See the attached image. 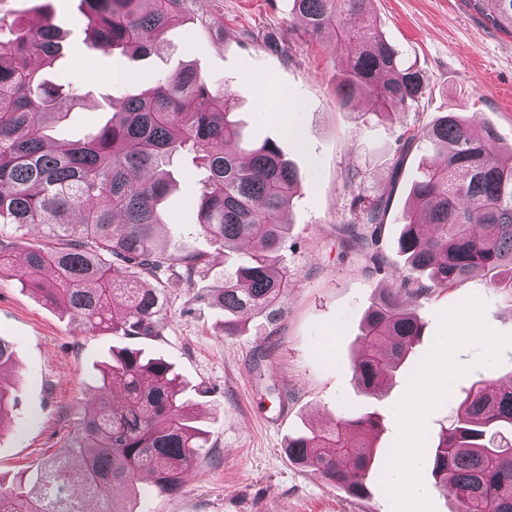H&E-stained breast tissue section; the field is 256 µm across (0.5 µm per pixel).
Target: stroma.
Masks as SVG:
<instances>
[{
    "mask_svg": "<svg viewBox=\"0 0 512 512\" xmlns=\"http://www.w3.org/2000/svg\"><path fill=\"white\" fill-rule=\"evenodd\" d=\"M224 23L206 27L213 4L194 0L166 31L162 52L131 59L89 50L80 0H0V16L37 20L49 15L64 35L61 55L42 66L48 83L71 84L82 95L54 141L97 131L124 100L154 78L183 67L205 74L237 100L243 141L272 139L298 172L286 209L290 226L281 263L288 290L276 318L252 316L236 336L224 333V311L208 297L224 250L197 225L200 171L190 157L169 165L162 245L202 251L211 276L166 283V308L153 334L120 339L88 330L79 319L46 305L11 272H0V339L14 350L17 404L0 429V485L33 477L66 448L85 411L98 368L126 346L163 358L193 386L194 413L208 444L185 471L173 496L121 492L133 512H393L383 485L370 480L354 498L315 470L288 459L289 437L317 431L363 413L379 416L371 437L375 459L386 462L397 434L393 407L409 375L431 347L438 312L470 296L487 304L486 321L512 334V292L475 273L457 287L431 289L410 300L425 327L389 388L370 396L353 383L351 364L361 350L363 317L381 289L395 287L407 268L397 248L409 190L431 156L413 145L394 173L399 136L455 108L487 120L497 145H512V33L493 25L469 0H373L372 13L404 65L426 77L425 95L407 111L375 114L371 98L358 109L336 103L343 75L330 36L313 37L293 13L292 0H223ZM390 205L375 270L363 251L343 246L340 227L365 221L362 199ZM512 376V349L501 363L474 369L452 387L429 419L424 485L435 512H454L452 491L434 486L431 473L440 434L454 420L464 389L480 379Z\"/></svg>",
    "mask_w": 512,
    "mask_h": 512,
    "instance_id": "obj_1",
    "label": "stroma"
}]
</instances>
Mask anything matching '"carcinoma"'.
Segmentation results:
<instances>
[{
    "label": "carcinoma",
    "instance_id": "obj_1",
    "mask_svg": "<svg viewBox=\"0 0 512 512\" xmlns=\"http://www.w3.org/2000/svg\"><path fill=\"white\" fill-rule=\"evenodd\" d=\"M88 46L131 58L164 45L163 35L194 0H83ZM371 0H293L312 36L334 34L346 76L336 102L357 107L368 95L378 113L405 112L428 84L421 70L400 63L398 52L369 18ZM502 28H512V0H474ZM0 40V223L18 236L31 231L46 243L22 253L18 281L46 304L79 318L87 328L120 336H150L170 279L192 283L208 267L200 252L171 253L158 242L159 205L170 190L167 166L179 154L203 170L198 225L224 247V276L211 300L224 309V334L235 336L243 317L277 304L288 287L280 255L288 238L284 212L298 186L296 171L268 140L236 148L240 127L228 91L197 70H176L126 99L94 135L47 144V130L62 100L81 95L41 81L32 60L52 62L63 37L50 17L14 19ZM487 122L446 112L425 128L408 130L400 152L425 141L436 151L411 189L399 252L410 274L376 295L365 316L362 354L352 379L367 394L392 382L396 369L423 334L419 314L403 296L454 288L478 271L496 288L512 289V158H501ZM388 202L366 206V223L348 224L350 239L369 249L379 241ZM428 272L425 283L412 272ZM10 343L0 339V425L17 401ZM123 393L112 402V389ZM512 382L490 393L478 381L466 391L456 421L435 450L433 477L454 490L456 512H512ZM369 413L332 428L288 440V457L314 468L353 497L367 491L371 447L347 437L377 430ZM207 445L193 426L186 384L161 357L138 349L112 353L96 381L94 407L66 451L50 457L35 480L0 488V512H126L119 488L137 491L152 477V491L175 495L182 474Z\"/></svg>",
    "mask_w": 512,
    "mask_h": 512
}]
</instances>
